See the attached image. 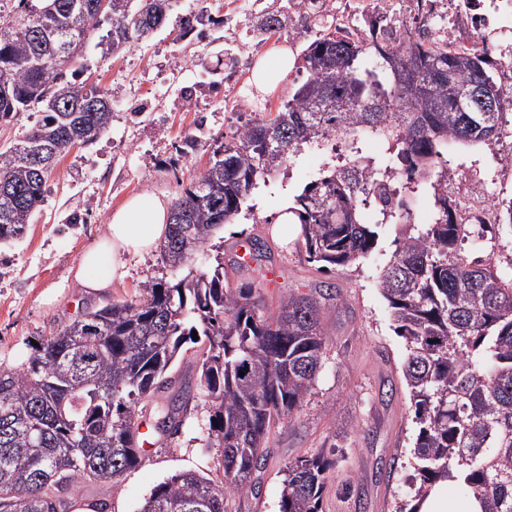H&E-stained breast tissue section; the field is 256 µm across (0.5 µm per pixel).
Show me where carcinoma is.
<instances>
[{
    "instance_id": "1",
    "label": "carcinoma",
    "mask_w": 512,
    "mask_h": 512,
    "mask_svg": "<svg viewBox=\"0 0 512 512\" xmlns=\"http://www.w3.org/2000/svg\"><path fill=\"white\" fill-rule=\"evenodd\" d=\"M0 19V119L35 110L28 133L0 152V242L22 237L43 203L60 154L109 126L107 91L68 80L99 26L117 52L157 30L172 0H15ZM396 59L410 80L391 68ZM484 48L431 42L413 26L374 25L354 39L321 33L304 55L307 79L276 117L249 123L213 151L210 167L171 207L162 256L171 276L139 296L110 302L52 330L18 367L0 364V512H72L86 484L117 485L140 462L139 419L178 434L194 394L174 386L183 346L202 345L199 387L210 402L206 445L224 480L196 472L156 485L141 512H224L230 496L254 490L274 426L301 407L320 369L327 333L317 302L290 294L265 310L263 285L233 287L224 260L201 265L214 232L243 209L259 182L305 147L347 138L342 161L320 172L290 211L308 258L344 266L366 258L381 225H405L380 271V286L406 346L403 377L414 416L410 501L417 512L432 484L451 481L512 512V277L491 261L457 252L467 225L448 202V142L499 137L506 95ZM366 136L390 145L381 161ZM401 176L393 203L379 184ZM432 195L429 224L411 222L407 198ZM219 426H214V422ZM331 462L299 457L285 469L280 512H318Z\"/></svg>"
}]
</instances>
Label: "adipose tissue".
<instances>
[{
	"label": "adipose tissue",
	"mask_w": 512,
	"mask_h": 512,
	"mask_svg": "<svg viewBox=\"0 0 512 512\" xmlns=\"http://www.w3.org/2000/svg\"><path fill=\"white\" fill-rule=\"evenodd\" d=\"M295 66L293 51L285 46L270 50L255 64L250 84L257 99L281 88ZM170 204L154 194H139L115 210L107 232L80 255L75 278L83 288L102 291L128 273L133 254L157 250L167 237ZM484 504L474 495H449L447 482L435 483L421 500L419 512H482Z\"/></svg>",
	"instance_id": "obj_1"
}]
</instances>
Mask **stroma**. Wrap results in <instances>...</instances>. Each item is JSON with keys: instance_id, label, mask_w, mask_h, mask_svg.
<instances>
[{"instance_id": "35a3bbf8", "label": "stroma", "mask_w": 512, "mask_h": 512, "mask_svg": "<svg viewBox=\"0 0 512 512\" xmlns=\"http://www.w3.org/2000/svg\"><path fill=\"white\" fill-rule=\"evenodd\" d=\"M294 2L205 0L210 23L199 40L183 35L177 5L162 27L120 54L107 53L101 35L89 41L79 82L135 101L140 109L113 113L95 141L63 152L24 237L0 244V363H21L31 354L33 340L54 327L107 302L134 298L145 283L168 276L157 251L130 257L125 279L99 293H86L73 269L80 254L105 233L112 211L142 193L176 200L208 168L215 148L247 122L273 118L306 79L305 69L295 68L265 102L251 98L248 78L258 57L277 45L303 56L314 38L310 32L295 33ZM333 2L338 18L359 32L382 16L409 18L407 0ZM283 12L289 16L284 29L267 34L254 29L261 14ZM218 74L236 83L240 93L213 97L202 112L186 109L169 90L177 79L195 85ZM333 157V152L308 147L292 155L249 197L246 210L224 225L208 250L209 256L223 257L235 282L264 283L268 307L292 293L315 296L327 332L321 369L302 407L271 431L270 452L252 475L254 493L230 498L228 512H279L284 469L302 455H321L332 463L319 512H398L410 497L414 425L401 372L405 345L378 283L399 225H382L368 258L328 271L309 260L300 239L284 241L271 233L277 202L295 199ZM448 161L454 171L449 199L467 194L475 182L484 189L483 198L471 202L473 216L481 220L482 242H462L461 257L489 260L511 273L512 233L482 218L489 207L512 199V133L470 146L451 143ZM254 240L260 244L258 259L239 267V245ZM192 406L180 433L145 446L140 464L118 485L84 487L79 505L103 500L111 512H139L151 489L172 474L194 470L222 480L220 457L204 442L206 397L195 398Z\"/></svg>"}]
</instances>
